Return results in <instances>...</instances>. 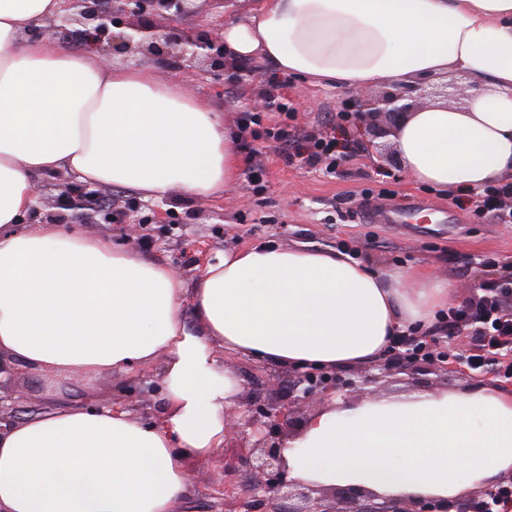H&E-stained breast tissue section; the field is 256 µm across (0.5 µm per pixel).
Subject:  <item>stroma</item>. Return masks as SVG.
<instances>
[{
  "instance_id": "obj_1",
  "label": "stroma",
  "mask_w": 512,
  "mask_h": 512,
  "mask_svg": "<svg viewBox=\"0 0 512 512\" xmlns=\"http://www.w3.org/2000/svg\"><path fill=\"white\" fill-rule=\"evenodd\" d=\"M248 8L247 0L234 5L229 0H202L198 14L186 25L218 40L230 14ZM245 67L250 75L241 80L233 78L234 67L229 63L220 72L206 65L178 70L160 63L156 72L160 78L181 81L190 92L208 99L216 111L230 112L235 121L241 113L255 111L258 104L270 99H288L295 112L289 122L293 131L328 133L348 141V156L336 173H327L321 165L287 164L276 143L238 137L233 146L245 164L257 162L264 170L259 183H252L244 172L219 196L197 198L175 188L156 201L142 200L123 188H100V200L113 212L145 221L142 235L129 234L125 223L106 222L100 214L86 222L78 213L65 211L60 204L64 182L59 176L40 179L35 220L66 214L68 225L109 238L121 248L145 253L189 285L203 268L186 248L191 240L208 243L212 259L224 249L244 244L274 242L333 251L348 245L361 250L363 261L378 267L419 269L447 279L457 306L482 296V284L491 277L483 267L486 257H493L498 267L512 270V223L479 213L477 196L442 194L418 184L402 168L374 162L370 145L353 138L352 122L342 120L341 115L353 112L359 91L282 76L269 61H249ZM368 190L386 191V204L397 209L417 200L438 204L457 228L451 232L423 220L405 232L365 223L360 203ZM474 388L473 382L454 376L412 381L397 375L380 383L377 394L387 397ZM11 390L25 405H44L57 396L74 401L87 395L69 376L58 375L49 381L26 369L16 376ZM250 477L251 469L235 439H227L212 459L197 465L192 490L177 512H244Z\"/></svg>"
}]
</instances>
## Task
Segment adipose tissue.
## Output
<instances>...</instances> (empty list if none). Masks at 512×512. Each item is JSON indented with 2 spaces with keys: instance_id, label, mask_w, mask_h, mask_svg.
I'll use <instances>...</instances> for the list:
<instances>
[{
  "instance_id": "adipose-tissue-1",
  "label": "adipose tissue",
  "mask_w": 512,
  "mask_h": 512,
  "mask_svg": "<svg viewBox=\"0 0 512 512\" xmlns=\"http://www.w3.org/2000/svg\"><path fill=\"white\" fill-rule=\"evenodd\" d=\"M62 0H0V361L68 374L160 365L166 410L61 400L0 423V512H176L193 466L224 445L234 353L293 369L357 368L447 309V280L338 251L256 244L192 287L109 240L29 224L37 177L201 197L238 179L225 116L150 63L108 68L29 35ZM229 61L352 89L451 72L461 105L410 108L387 134L428 187L479 193L512 179V0H255L224 26ZM191 304L196 329L182 318ZM291 479L381 499L455 498L512 476V394L495 388L334 401L281 448ZM423 82H430L425 88L431 89V87L436 88L440 87L447 83H453V86H455L454 89L448 88V91H453V96L448 97V102H453L456 104H462L464 103V100L467 97L469 84L468 79L461 75V74H448V78L439 79V80H425Z\"/></svg>"
}]
</instances>
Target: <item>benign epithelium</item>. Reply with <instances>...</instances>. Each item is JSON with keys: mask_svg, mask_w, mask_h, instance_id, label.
<instances>
[{"mask_svg": "<svg viewBox=\"0 0 512 512\" xmlns=\"http://www.w3.org/2000/svg\"><path fill=\"white\" fill-rule=\"evenodd\" d=\"M66 14L55 28L73 30L86 49L100 51L118 47L137 49L157 60L175 58L190 67L196 62L224 70V43L202 38L192 31L172 25L157 30L146 24L149 16H162L169 20L196 14V0H66ZM409 90L368 97L358 104L353 117L355 123L371 121L370 131L375 133L381 125L374 124L380 117L389 123L409 106H396L406 98ZM94 192L79 185H68L64 190L65 206L86 209L92 205ZM467 349L457 350L451 360L423 352L393 350L376 364L354 373L341 374L326 370H292L288 384L268 395H255L249 399L233 398L227 409L228 433L239 438L240 447L255 455L250 494L253 501L269 506L267 512H278L276 503L284 498H297L300 505L291 512H482L484 503L501 488L496 481L475 492L448 501L442 505L433 499H414L402 506L386 501H376V496L349 487L321 488L310 484L285 480V465L281 456L282 442L299 424L297 413L313 400L330 401L343 394L368 395L370 386L381 378L405 374L411 379L428 374H458L475 378L465 366ZM155 384H145L137 378L128 385V395L123 402L132 403L146 399L157 392Z\"/></svg>", "mask_w": 512, "mask_h": 512, "instance_id": "benign-epithelium-1", "label": "benign epithelium"}]
</instances>
